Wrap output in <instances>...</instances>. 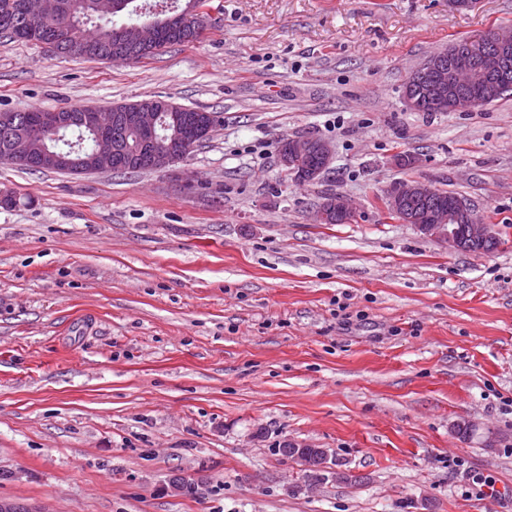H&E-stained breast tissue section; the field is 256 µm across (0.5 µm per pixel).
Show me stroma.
Returning a JSON list of instances; mask_svg holds the SVG:
<instances>
[{"instance_id":"1","label":"stroma","mask_w":512,"mask_h":512,"mask_svg":"<svg viewBox=\"0 0 512 512\" xmlns=\"http://www.w3.org/2000/svg\"><path fill=\"white\" fill-rule=\"evenodd\" d=\"M139 63L0 37V111L149 97L219 113L175 168L0 162V498L49 512H512V95L413 112L409 74L512 0H211ZM328 141L313 185L281 137ZM418 157L413 168L392 155ZM418 179L497 224L475 255L392 219ZM357 208L318 224L323 195ZM475 427L462 437L460 423ZM358 478L295 493L284 444ZM194 483L187 496L172 477Z\"/></svg>"}]
</instances>
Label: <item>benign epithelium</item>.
Masks as SVG:
<instances>
[{"instance_id":"obj_1","label":"benign epithelium","mask_w":512,"mask_h":512,"mask_svg":"<svg viewBox=\"0 0 512 512\" xmlns=\"http://www.w3.org/2000/svg\"><path fill=\"white\" fill-rule=\"evenodd\" d=\"M21 9L34 17L36 23L33 36L39 37L43 32L55 29L58 20L70 12V6L64 0H24ZM209 15L200 11L193 15L181 13L165 20L166 27L174 25H196L200 29L208 26ZM138 39L134 49L143 53L150 49L153 40L161 33L160 26L153 21H143L135 26ZM128 41L124 30H115L99 59L112 61H134V56L124 47ZM512 30L500 28L495 30L489 45L480 51L456 50L448 54V61L443 55L429 59L427 67L438 75L437 90L443 101L450 102L454 112H474L482 109L487 102L497 96L503 84L512 78ZM425 79L424 72L413 71L407 78L408 90L405 91L406 106L418 111V100L410 89ZM162 113L153 109H143L123 115L119 112H100L91 109L76 118L51 110L43 117L39 126L55 134L73 126L88 130L94 136L96 168L103 172L109 170L112 158L127 150L124 142L117 135L119 129L135 133L138 148L131 151L130 160L135 168L152 171L165 170L173 164L188 157L210 134V127L201 120H196L192 128H183L181 132L169 139L165 147L158 146L159 127ZM32 136L16 130L11 138V153L17 157L31 155ZM69 149L53 157L66 171L82 172L86 165L74 158L81 147L76 141H66ZM306 155L321 158L324 166L303 168L300 159ZM333 159L331 145L325 140L297 139L283 137L280 139L279 161L287 169L296 183L304 185L318 179ZM433 188L418 179L402 181L388 190L386 200L388 209L403 224H411L424 235L434 238L455 250L459 248L460 235L475 241L486 242L498 238L497 225L488 224L477 219L474 210L464 200H458L453 211L437 209L431 206ZM356 209L348 199L338 194L323 201L316 208V222L328 223L332 217L339 215L353 216Z\"/></svg>"}]
</instances>
